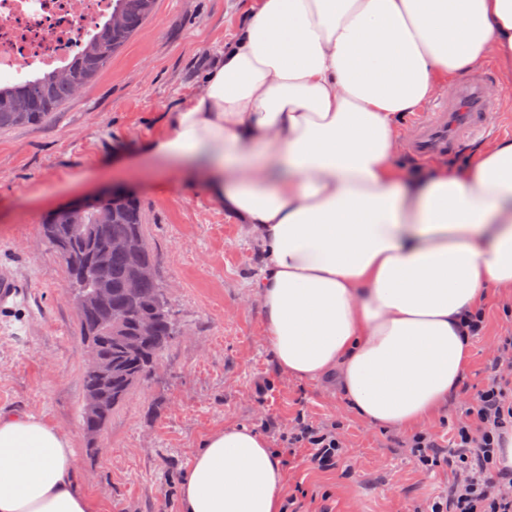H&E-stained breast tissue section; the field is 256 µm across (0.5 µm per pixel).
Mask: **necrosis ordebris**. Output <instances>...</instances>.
I'll return each mask as SVG.
<instances>
[{
    "instance_id": "1",
    "label": "necrosis or debris",
    "mask_w": 512,
    "mask_h": 512,
    "mask_svg": "<svg viewBox=\"0 0 512 512\" xmlns=\"http://www.w3.org/2000/svg\"><path fill=\"white\" fill-rule=\"evenodd\" d=\"M112 14V0H0V77L64 68Z\"/></svg>"
}]
</instances>
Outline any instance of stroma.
<instances>
[{
	"instance_id": "obj_1",
	"label": "stroma",
	"mask_w": 512,
	"mask_h": 512,
	"mask_svg": "<svg viewBox=\"0 0 512 512\" xmlns=\"http://www.w3.org/2000/svg\"><path fill=\"white\" fill-rule=\"evenodd\" d=\"M254 0H156L152 16L93 83L37 125L0 130V269L18 291L0 302V410L27 412L69 433L96 512H181L180 481L212 431L244 425L277 448L296 414L336 424L347 455L334 470L284 468L315 512H411L446 493L447 466L417 469L409 430L359 416L335 374L279 372L264 333L258 284L264 247L200 183L149 161L140 147L203 87ZM114 186L133 191L156 273L181 323L146 383L96 436L82 427L85 342L59 255L44 239L57 207ZM458 390L423 424L448 439L487 382L500 337L512 336V293L493 289Z\"/></svg>"
}]
</instances>
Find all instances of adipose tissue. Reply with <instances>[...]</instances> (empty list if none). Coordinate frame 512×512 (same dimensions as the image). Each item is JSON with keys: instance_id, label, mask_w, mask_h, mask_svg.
Segmentation results:
<instances>
[{"instance_id": "ef3b65f1", "label": "adipose tissue", "mask_w": 512, "mask_h": 512, "mask_svg": "<svg viewBox=\"0 0 512 512\" xmlns=\"http://www.w3.org/2000/svg\"><path fill=\"white\" fill-rule=\"evenodd\" d=\"M494 61L512 0H257L202 91L147 147L197 177L267 255L265 336L290 376L335 373L373 423H424L458 389L465 315L512 290V138L397 165L404 117ZM284 473L245 426L210 434L181 512H282ZM0 512H94L70 437L0 412Z\"/></svg>"}]
</instances>
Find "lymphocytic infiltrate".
Returning <instances> with one entry per match:
<instances>
[{
  "mask_svg": "<svg viewBox=\"0 0 512 512\" xmlns=\"http://www.w3.org/2000/svg\"><path fill=\"white\" fill-rule=\"evenodd\" d=\"M512 433V336L498 341L488 383L452 424V444L441 450L435 434L421 432L409 440V451L425 470L447 462L451 482L445 496L413 512H512V471L497 464L504 438ZM283 450L301 448L315 469H331L344 453L335 426H320L297 416L279 436Z\"/></svg>",
  "mask_w": 512,
  "mask_h": 512,
  "instance_id": "1",
  "label": "lymphocytic infiltrate"
}]
</instances>
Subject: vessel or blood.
<instances>
[{
	"mask_svg": "<svg viewBox=\"0 0 512 512\" xmlns=\"http://www.w3.org/2000/svg\"><path fill=\"white\" fill-rule=\"evenodd\" d=\"M489 75L486 69L470 74L439 98L431 111L417 113L410 141L412 151L448 152L460 141L484 132L488 119L500 110L499 103L484 94Z\"/></svg>",
	"mask_w": 512,
	"mask_h": 512,
	"instance_id": "vessel-or-blood-1",
	"label": "vessel or blood"
}]
</instances>
